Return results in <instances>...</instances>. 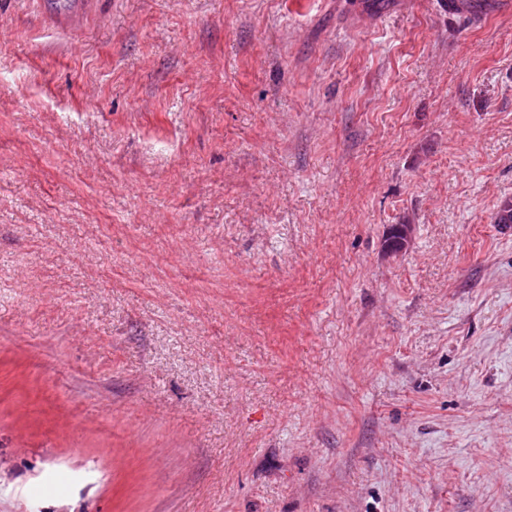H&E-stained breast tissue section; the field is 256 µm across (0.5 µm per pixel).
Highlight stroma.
Here are the masks:
<instances>
[{"label":"stroma","mask_w":512,"mask_h":512,"mask_svg":"<svg viewBox=\"0 0 512 512\" xmlns=\"http://www.w3.org/2000/svg\"><path fill=\"white\" fill-rule=\"evenodd\" d=\"M92 2L0 0V512H512V11Z\"/></svg>","instance_id":"1"}]
</instances>
